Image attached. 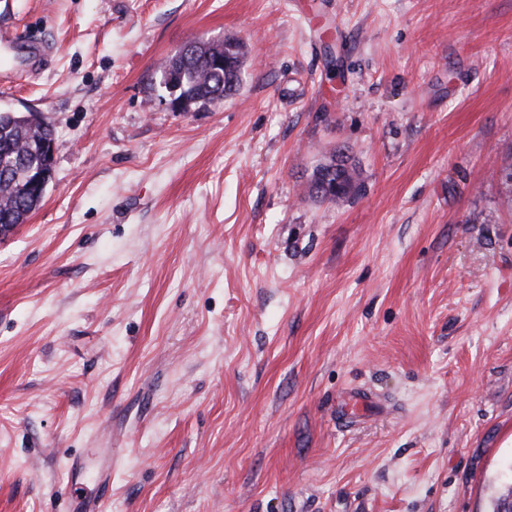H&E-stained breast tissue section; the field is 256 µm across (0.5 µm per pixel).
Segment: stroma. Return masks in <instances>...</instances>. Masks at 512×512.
Here are the masks:
<instances>
[{
    "instance_id": "1",
    "label": "stroma",
    "mask_w": 512,
    "mask_h": 512,
    "mask_svg": "<svg viewBox=\"0 0 512 512\" xmlns=\"http://www.w3.org/2000/svg\"><path fill=\"white\" fill-rule=\"evenodd\" d=\"M0 27L52 46L0 111L55 131L0 235V512H79L73 482L106 512H491L512 0H0ZM227 37L238 90L173 111L166 58ZM339 153L358 190L309 196Z\"/></svg>"
}]
</instances>
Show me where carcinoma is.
<instances>
[{
  "label": "carcinoma",
  "mask_w": 512,
  "mask_h": 512,
  "mask_svg": "<svg viewBox=\"0 0 512 512\" xmlns=\"http://www.w3.org/2000/svg\"><path fill=\"white\" fill-rule=\"evenodd\" d=\"M185 53L172 56L162 69L164 84L175 89L179 105L188 111L196 106L217 105L224 101V91H233L224 82V67L217 65V58L227 61L245 60L246 50L242 42L226 38L220 43L183 45ZM49 123L34 118L30 114L16 111H0V225L22 224L42 201L35 193H28L23 206H18L14 198V185L4 180L5 166L11 157L32 148L36 139L48 132ZM311 178L328 184H336V194L321 196V200L331 202L346 197L359 186V173L348 160L334 156L330 161L317 165Z\"/></svg>",
  "instance_id": "cac0c4a2"
}]
</instances>
